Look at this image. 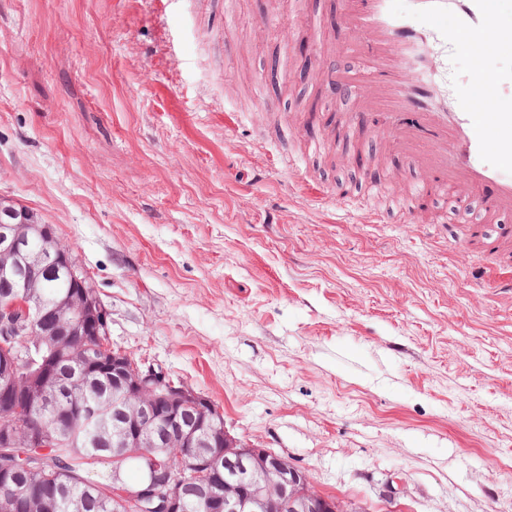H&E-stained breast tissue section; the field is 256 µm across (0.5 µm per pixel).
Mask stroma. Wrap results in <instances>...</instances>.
<instances>
[{
	"label": "stroma",
	"instance_id": "1",
	"mask_svg": "<svg viewBox=\"0 0 512 512\" xmlns=\"http://www.w3.org/2000/svg\"><path fill=\"white\" fill-rule=\"evenodd\" d=\"M340 0H0V195L68 244L114 348L344 512H512V292L327 129ZM292 24L282 36L281 24ZM307 153L306 179L280 163ZM341 187L344 201L325 200Z\"/></svg>",
	"mask_w": 512,
	"mask_h": 512
}]
</instances>
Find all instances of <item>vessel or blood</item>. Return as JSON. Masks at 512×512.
I'll list each match as a JSON object with an SVG mask.
<instances>
[{
  "label": "vessel or blood",
  "instance_id": "obj_1",
  "mask_svg": "<svg viewBox=\"0 0 512 512\" xmlns=\"http://www.w3.org/2000/svg\"><path fill=\"white\" fill-rule=\"evenodd\" d=\"M403 2L398 10L393 0H341L332 23L343 37L324 48L332 62L322 68L325 95L319 106L329 112L339 101L352 100L339 123L361 146L373 131L372 116L387 114L386 152L402 154L417 173L412 182H393L409 204V223H416L439 192L468 189L483 221L457 243L466 257L483 239L486 224L512 211V111L474 110L476 99H493L512 85V71L457 83L448 69L458 50L481 57L511 43L512 33L498 24L502 0ZM418 14L426 17V27L414 26ZM408 69L421 72L419 83L398 80V72ZM494 268L504 272L492 282L495 287L512 290L507 250L484 255L476 267V287L490 283L486 274Z\"/></svg>",
  "mask_w": 512,
  "mask_h": 512
}]
</instances>
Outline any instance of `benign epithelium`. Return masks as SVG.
Segmentation results:
<instances>
[{"instance_id": "benign-epithelium-1", "label": "benign epithelium", "mask_w": 512, "mask_h": 512, "mask_svg": "<svg viewBox=\"0 0 512 512\" xmlns=\"http://www.w3.org/2000/svg\"><path fill=\"white\" fill-rule=\"evenodd\" d=\"M52 277L68 291L30 314ZM0 288V453L32 448L40 457L61 420L77 427L94 416L91 438L112 440L119 460L152 458L138 487H124L128 469L112 465L114 512H185L188 502L201 512H343L334 498L311 490L306 472L213 425L206 397L111 347L110 313L72 250L34 211L1 197ZM27 361L36 368L20 378ZM104 361L112 365V415H97L89 403L59 411L56 399L88 385V368ZM39 506V495L0 473V512Z\"/></svg>"}]
</instances>
